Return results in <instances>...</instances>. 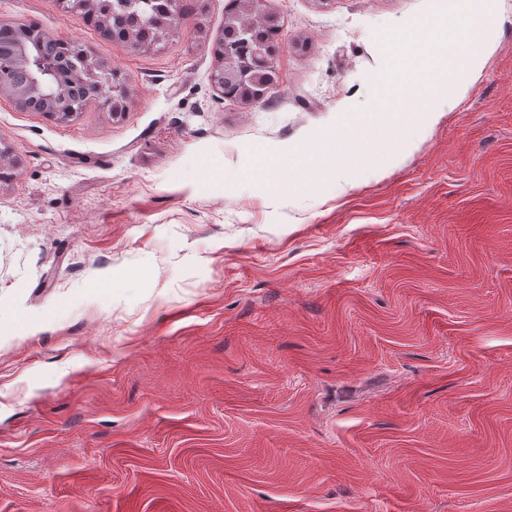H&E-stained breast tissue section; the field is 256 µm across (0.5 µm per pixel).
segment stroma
Returning <instances> with one entry per match:
<instances>
[{
    "label": "stroma",
    "mask_w": 512,
    "mask_h": 512,
    "mask_svg": "<svg viewBox=\"0 0 512 512\" xmlns=\"http://www.w3.org/2000/svg\"><path fill=\"white\" fill-rule=\"evenodd\" d=\"M177 3L204 15L136 52L0 0L130 90L68 123L0 97V512H512V0L402 163L303 193L232 174L367 109L380 32L436 0H265L257 104L210 81L224 0Z\"/></svg>",
    "instance_id": "stroma-1"
}]
</instances>
